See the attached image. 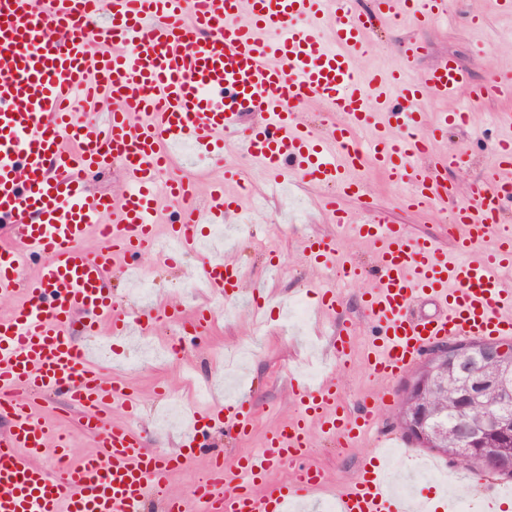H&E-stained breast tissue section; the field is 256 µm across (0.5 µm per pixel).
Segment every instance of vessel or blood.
Returning a JSON list of instances; mask_svg holds the SVG:
<instances>
[{
	"label": "vessel or blood",
	"mask_w": 512,
	"mask_h": 512,
	"mask_svg": "<svg viewBox=\"0 0 512 512\" xmlns=\"http://www.w3.org/2000/svg\"><path fill=\"white\" fill-rule=\"evenodd\" d=\"M100 0H0V299L23 292L24 300L0 317V512H144L149 491H164L173 470L195 457L200 439L220 427L232 438L248 436L254 414L246 400L217 403L197 412L174 454L143 448L133 430L106 424L104 413L137 404L125 381L103 375L71 329L82 324L96 336L103 320L116 334L162 318L194 334L209 332L214 314L175 306L128 308L108 287L132 257L177 242L195 253L204 219L233 212L237 195L223 182L208 191L207 213L193 203L194 182H159L171 147L190 145L198 157L219 162L234 139L279 180L287 173L335 187L324 207L338 235L372 244L377 256L370 288L362 295L376 338L364 363L385 382L403 375L430 349L451 339L512 336V230L499 217L512 207V138L496 143L493 177L455 208L449 235L458 254L449 261L435 240L410 239L403 225L372 217L351 223L337 196H363L367 166L406 185L403 208L425 210L454 191L435 171L422 169L433 136L422 129L427 96L454 98L467 84L455 59L416 75L407 70L422 45H405L389 78L360 73L373 16L427 25L448 17L450 0H374V12L354 10L349 0H112L99 20ZM332 39H325L324 31ZM468 102L442 113L435 125L469 123L472 103L511 98L512 79L471 87ZM109 96L107 120L73 112L74 102ZM318 100L331 119L327 136L304 124L305 104ZM256 120L243 125L244 114ZM371 131L360 142L363 131ZM120 166L121 194L90 193L86 171ZM175 223L159 229L163 207ZM96 234L97 248L85 239ZM313 265L343 267L335 237L315 236L305 245ZM40 258L29 273L32 258ZM201 272L214 298L237 300L243 274L234 260L207 259ZM296 412L266 437L259 452L225 466L213 456L197 498L211 512H287L289 504L325 482L319 468L303 465L311 428L348 444L366 436L383 392L349 409L333 379L309 385L290 380ZM63 397L96 435L95 453L73 459L67 435L36 416L34 395ZM295 463L296 471L273 486L272 469ZM335 512H435L433 500L396 494L385 462L335 496Z\"/></svg>",
	"instance_id": "obj_1"
}]
</instances>
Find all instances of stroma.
<instances>
[{"label":"stroma","mask_w":512,"mask_h":512,"mask_svg":"<svg viewBox=\"0 0 512 512\" xmlns=\"http://www.w3.org/2000/svg\"><path fill=\"white\" fill-rule=\"evenodd\" d=\"M472 15L483 17L481 28L467 26L466 20ZM410 39L419 40L426 47L425 53L413 62L412 72H422L452 56L467 71L472 84H484L496 75L512 78V13L501 11L494 0H453L448 18L427 27H417L406 20L392 23L374 19L370 32L372 49L358 56L357 68L368 73L393 66L404 43ZM503 112L512 113V100H486L476 107L467 126L448 129L442 138L434 141L427 166H434L437 156L450 151L463 157L460 166L440 172L441 182L464 193L490 175L488 145L512 136V126L494 121L495 115ZM224 156L243 173L245 183L227 185L228 193L241 196L239 211L225 217L222 233L212 238L206 252L218 255L234 250L249 271L253 284L265 287L267 303L254 318L248 313V303L234 305L229 316L217 318L212 335L206 341L192 339L188 331L167 323L157 326L152 333L155 341L180 344V356L174 360L148 359L132 369L128 361L143 346L141 334L135 332L110 339L109 363L116 372L126 376L139 397L135 427L141 442L145 448L163 454L177 450L185 425L156 423L158 406L154 387L160 383L167 385L171 393L179 395L191 408L196 405L198 386L205 383L212 386L215 397L227 398L231 391L224 381L226 365L239 347L252 348V360L242 369L233 392L252 405L256 413L253 432L239 442L225 440L221 430L210 432L195 460L170 476L169 493L187 498L190 512H205L206 509L205 503L193 499L192 491L206 472L209 454L223 453L225 463L230 464L245 453L259 450L266 434L295 412L290 377L301 372L307 363L319 360L322 351L331 345L332 333L343 322L357 323L358 333L347 357L325 365V375L335 379L344 400L350 404L383 389L362 364L374 329L364 317L359 295L370 287V278H361L343 288L341 309L327 316L324 322H317L311 314L305 323L291 325L281 317L291 297L303 295L309 305L317 303L315 296L306 295L305 288L324 279L325 273L308 264L303 243L315 235L337 237L335 225L321 211L325 188L300 178L280 187L271 185L251 158L239 154L231 142L225 144ZM363 180L367 189L365 196L341 200L342 208L353 220H363L369 212L383 216L404 225L410 237L435 239L443 252L453 253V242L444 231L445 225L454 220L452 205H435L423 212L406 210L398 203V187L382 173L366 170ZM250 220L255 223L256 238L238 236V224ZM337 239L338 250L344 257L362 269L373 268L372 245L352 237ZM198 262V257L193 256L181 266L168 267L150 257L140 259L141 273L154 278L160 286L153 299L154 305L172 301L188 313L202 305H213L214 300L208 293L192 292L186 287ZM394 413V406L381 408L375 434L346 447L339 446L335 439L320 431H312L306 464L322 469L332 485L354 480L366 457L382 454V437L398 434ZM38 414L48 425L61 426L70 432L75 457L94 452V436L80 428L81 412L65 400L51 397L39 401ZM425 462L432 465L437 474L449 475L454 485L464 487L466 496L476 500L481 499L487 489L502 482L501 477L493 473L467 476L445 456L413 443L408 453L393 465L392 474L397 484L409 483L413 471Z\"/></svg>","instance_id":"stroma-1"}]
</instances>
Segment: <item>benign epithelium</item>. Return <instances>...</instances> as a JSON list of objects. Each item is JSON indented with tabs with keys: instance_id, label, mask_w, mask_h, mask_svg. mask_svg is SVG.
Returning a JSON list of instances; mask_svg holds the SVG:
<instances>
[{
	"instance_id": "obj_1",
	"label": "benign epithelium",
	"mask_w": 512,
	"mask_h": 512,
	"mask_svg": "<svg viewBox=\"0 0 512 512\" xmlns=\"http://www.w3.org/2000/svg\"><path fill=\"white\" fill-rule=\"evenodd\" d=\"M452 369L459 408L455 434L448 439L428 424V413L417 405L425 391L446 387L440 371ZM491 394L500 408L512 406V357L494 340L457 342L435 347L406 382L398 412L403 429L421 442L467 463L474 471L512 472V420L497 413L484 420L469 416L470 406Z\"/></svg>"
}]
</instances>
